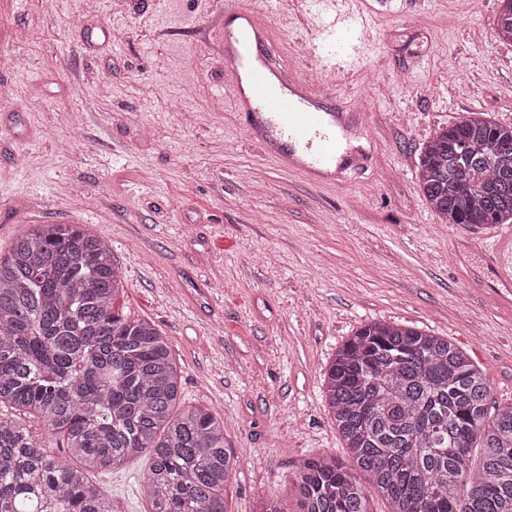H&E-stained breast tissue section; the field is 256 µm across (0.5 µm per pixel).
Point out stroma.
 Here are the masks:
<instances>
[{"label": "stroma", "mask_w": 512, "mask_h": 512, "mask_svg": "<svg viewBox=\"0 0 512 512\" xmlns=\"http://www.w3.org/2000/svg\"><path fill=\"white\" fill-rule=\"evenodd\" d=\"M373 27L360 64L320 83L343 112L366 110L368 169L312 187L252 143L224 94L219 0H0V253L34 224L106 240L125 313L152 321L181 369L182 405L227 416L239 462L227 512L274 501L314 454L347 452L322 372L363 324L447 338L512 403V225L470 232L430 209L424 143L468 112L512 124V43L497 0H359ZM293 65L315 33L306 0H246ZM124 30L114 43L104 29ZM150 459L90 473L112 512H150Z\"/></svg>", "instance_id": "1"}]
</instances>
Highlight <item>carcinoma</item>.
Returning <instances> with one entry per match:
<instances>
[{"mask_svg":"<svg viewBox=\"0 0 512 512\" xmlns=\"http://www.w3.org/2000/svg\"><path fill=\"white\" fill-rule=\"evenodd\" d=\"M497 35L512 43V0ZM418 178L445 224L512 222V125L469 112L423 147ZM112 248L77 224H35L0 256V407L37 416L76 464L0 413V512H112L89 479L147 453L152 512H227L238 461L224 416L176 410L181 371L151 322L117 305ZM322 396L352 459L323 454L295 474L298 512H512V404L440 336L369 322L336 351ZM481 449L478 468L471 451Z\"/></svg>","mask_w":512,"mask_h":512,"instance_id":"1","label":"carcinoma"}]
</instances>
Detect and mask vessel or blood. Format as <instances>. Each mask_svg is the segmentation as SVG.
<instances>
[{
    "instance_id": "b4317fda",
    "label": "vessel or blood",
    "mask_w": 512,
    "mask_h": 512,
    "mask_svg": "<svg viewBox=\"0 0 512 512\" xmlns=\"http://www.w3.org/2000/svg\"><path fill=\"white\" fill-rule=\"evenodd\" d=\"M217 26L222 57L232 76L224 96L236 112L247 116L248 137L282 169L319 186L337 183L346 170L367 165L369 158L363 154L345 160L337 140L338 132L358 126L360 114L337 111L302 70L274 60L269 29L244 0H224ZM366 27V20L352 12L326 24L317 53L322 68L336 67L337 33L359 35Z\"/></svg>"
}]
</instances>
